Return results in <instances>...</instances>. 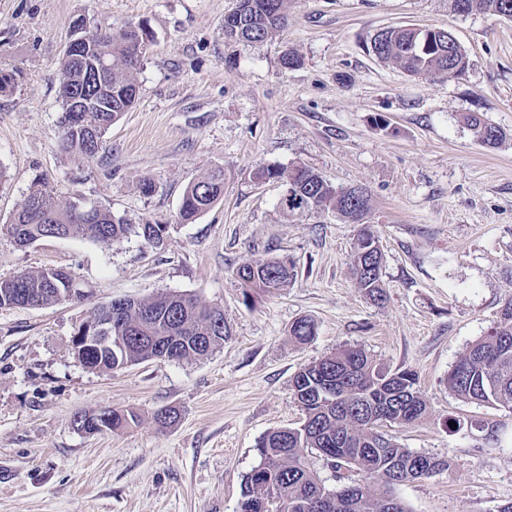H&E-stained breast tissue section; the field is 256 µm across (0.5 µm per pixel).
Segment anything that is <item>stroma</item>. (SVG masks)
Wrapping results in <instances>:
<instances>
[{
  "instance_id": "35a3bbf8",
  "label": "stroma",
  "mask_w": 512,
  "mask_h": 512,
  "mask_svg": "<svg viewBox=\"0 0 512 512\" xmlns=\"http://www.w3.org/2000/svg\"><path fill=\"white\" fill-rule=\"evenodd\" d=\"M235 4L0 0V71L16 75L0 91V225L42 178L60 200L168 227L161 250L133 235L20 248L0 233V277L61 267L87 293L0 309V512H238L258 439L303 419L297 371L354 346L380 367L417 373L426 417L387 432L448 462L395 487L409 512H494L512 502V411L463 401L448 373L512 295V20L460 15L451 0H289L286 26L247 47L224 39ZM79 17L153 34L134 105L88 160L57 146L59 65ZM409 26L449 31L468 54L466 73L411 76L373 54L377 33ZM287 52L300 66L282 67ZM467 112L505 138L482 145ZM297 164L368 189L383 303L353 278L357 225L283 210L285 179L255 177ZM213 167L224 171L223 197L178 223L186 186ZM146 179L152 192L141 189ZM271 257L293 263L294 281L245 300L235 267ZM172 292L223 309L231 334L209 356L110 372L73 358L74 330L95 307ZM302 317L317 332L298 345L288 331ZM104 406L139 422L74 428L75 413ZM164 407L179 417L163 427L155 414Z\"/></svg>"
}]
</instances>
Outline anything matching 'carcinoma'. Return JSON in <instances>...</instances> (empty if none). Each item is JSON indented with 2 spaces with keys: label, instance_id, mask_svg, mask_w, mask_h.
<instances>
[{
  "label": "carcinoma",
  "instance_id": "carcinoma-1",
  "mask_svg": "<svg viewBox=\"0 0 512 512\" xmlns=\"http://www.w3.org/2000/svg\"><path fill=\"white\" fill-rule=\"evenodd\" d=\"M453 10L469 14L482 10L512 18V0H452ZM288 0H237L224 15V27L236 33L234 42L260 45L287 22ZM88 61L108 58L107 83L112 94L104 103L110 112H90L86 122L96 139L84 144V133L63 113L58 148L82 159L103 148V137L134 104L127 92L137 90V75L145 54L133 43L135 33L82 31ZM374 54L409 75H460L468 67L466 51L440 28H392L379 32L372 44ZM85 69L71 55L62 56L59 97L62 108L72 93L86 85ZM483 144L493 147L504 131L477 112L463 116ZM224 194V173L214 169L191 181L183 194L178 220L194 221ZM371 196L363 187H336L305 166L288 171L290 212L332 210L352 224L361 225L354 244L352 272L358 287L376 301L384 299L383 253L373 225L364 223ZM0 232L19 247L44 238L77 237L113 243L131 234L154 249L168 242L166 225L129 224L112 212L79 199L61 201L54 191L34 183L27 199ZM236 276L250 289L276 294L294 278L293 265L283 260H246ZM72 277L64 268L45 267L0 278V308L42 307L62 302L57 292L61 280ZM121 344L89 355L87 368L114 371L166 353L172 361L207 357L230 336L224 310L184 293H170L152 300H125ZM316 335L314 321L302 318L292 324L289 336L305 344ZM448 387L465 400L512 410V296L505 299L500 316L488 334L473 343L448 372ZM294 395L305 413L298 428L269 431L256 444L259 464L245 477L239 512H409L391 492V486L427 477L448 467V462L413 452L383 432L392 424H412L427 413V404L410 370L386 371L362 349L343 348L302 366L293 378ZM117 430L137 422V415L110 409ZM332 468L376 474L383 487L372 489L355 482L327 489L311 469L310 453ZM273 492L269 508L261 510V498Z\"/></svg>",
  "mask_w": 512,
  "mask_h": 512
}]
</instances>
